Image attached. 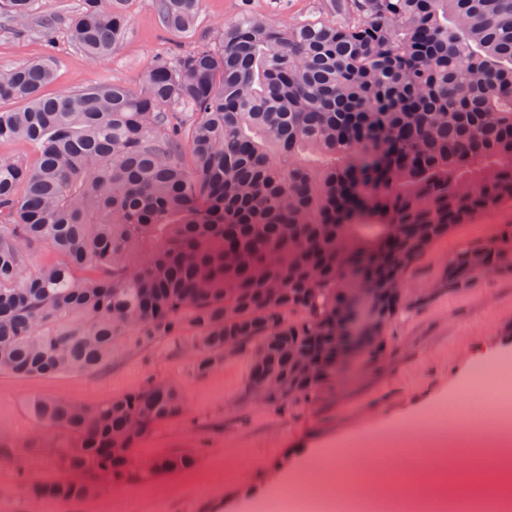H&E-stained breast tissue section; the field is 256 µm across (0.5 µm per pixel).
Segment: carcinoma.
Returning <instances> with one entry per match:
<instances>
[{
    "instance_id": "cac0c4a2",
    "label": "carcinoma",
    "mask_w": 512,
    "mask_h": 512,
    "mask_svg": "<svg viewBox=\"0 0 512 512\" xmlns=\"http://www.w3.org/2000/svg\"><path fill=\"white\" fill-rule=\"evenodd\" d=\"M36 0H0L16 32L52 41ZM126 0H82L75 44L102 61ZM164 28L194 30L200 0H156ZM280 27L242 10L189 53L155 58L144 87L102 83L54 97L48 59L0 69V372L50 377L112 363L122 330L171 342L200 374L224 339L269 400L332 372L346 296L369 288L385 324L400 283L456 224L512 203V0H326ZM191 164H186L185 154ZM43 247L54 258L29 265ZM512 266V229L459 251L445 285ZM319 373L288 384V353ZM165 382L96 405L35 399L66 433L38 489L77 501L124 481L138 441L183 409ZM122 448L121 454L112 449ZM192 458H163L159 476Z\"/></svg>"
}]
</instances>
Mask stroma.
Here are the masks:
<instances>
[{
	"instance_id": "35a3bbf8",
	"label": "stroma",
	"mask_w": 512,
	"mask_h": 512,
	"mask_svg": "<svg viewBox=\"0 0 512 512\" xmlns=\"http://www.w3.org/2000/svg\"><path fill=\"white\" fill-rule=\"evenodd\" d=\"M82 0H47L60 16L52 42L0 27V67L50 54L58 96L100 82L139 87L147 64L172 51L187 52L216 25L234 21L242 7L288 25L318 16L323 0H202L190 33L162 27L155 0H127V29L111 56L90 61L74 43L67 20ZM512 227L506 203L459 224L404 274L407 309L383 325L381 351L359 353L306 395L269 401L249 387L250 358L228 353L216 370L198 374L191 355L166 343L138 346L118 339L110 366L92 372L23 378L0 373V512H258L260 504L295 491L281 484L312 454L347 452L361 439L399 429L428 435L440 412L465 415L483 398L471 375L512 360V270L478 277L464 288L444 285L458 251L486 243ZM181 388L185 405L156 424L137 444L131 478L76 502L37 494L62 479L56 466L64 433L35 423L36 398L99 404L137 391L149 381ZM189 454L194 465L152 479L142 465Z\"/></svg>"
}]
</instances>
